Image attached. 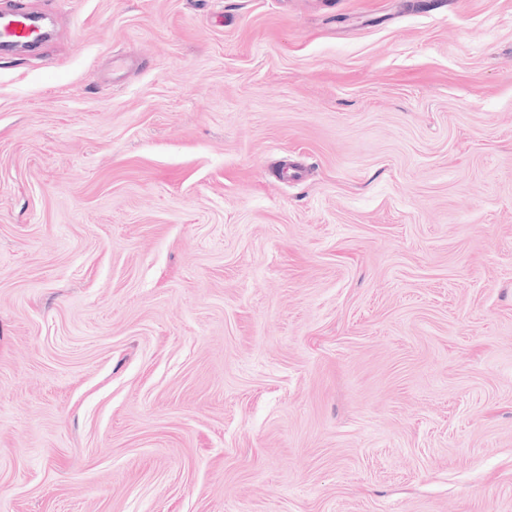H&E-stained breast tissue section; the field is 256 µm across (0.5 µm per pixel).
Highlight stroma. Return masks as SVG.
I'll use <instances>...</instances> for the list:
<instances>
[{
    "label": "stroma",
    "mask_w": 512,
    "mask_h": 512,
    "mask_svg": "<svg viewBox=\"0 0 512 512\" xmlns=\"http://www.w3.org/2000/svg\"><path fill=\"white\" fill-rule=\"evenodd\" d=\"M0 512H512V0H0ZM35 32L32 29L29 14L23 7H15L13 11L4 14L0 24V41L27 42L33 41Z\"/></svg>",
    "instance_id": "35a3bbf8"
}]
</instances>
